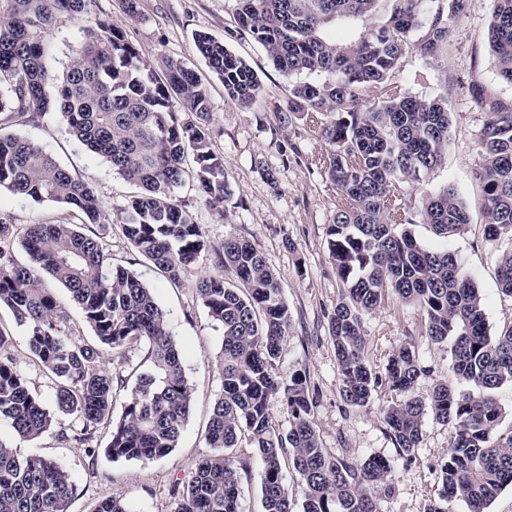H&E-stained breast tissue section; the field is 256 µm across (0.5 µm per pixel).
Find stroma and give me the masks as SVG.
<instances>
[{"instance_id":"stroma-1","label":"stroma","mask_w":512,"mask_h":512,"mask_svg":"<svg viewBox=\"0 0 512 512\" xmlns=\"http://www.w3.org/2000/svg\"><path fill=\"white\" fill-rule=\"evenodd\" d=\"M236 8V0H139V14L133 18L127 14L124 0H95L88 18L58 15L50 21V70L58 77L78 51L85 27L99 18L122 30L154 71H161L167 56L180 58L192 68L209 92L213 112L210 147L223 157L224 173L234 194L218 212L199 198L193 178L174 188V199L193 214L211 243L175 284L135 251L120 223L101 230L113 264L135 270L154 289L178 341L194 402L177 448L160 459H113L104 453L109 433L102 428L93 439L99 454L92 459L84 447L70 439L82 427L73 415L56 416L51 428L39 438L15 440L16 446L22 454L50 458L69 472L75 492L68 512H94L98 502L109 496L122 497L132 512H175L173 485L188 482L199 461L211 453L205 429L223 389L218 366L223 330L198 300L196 284L203 276L218 272L226 283H236L232 268L219 267L217 253L224 238L243 236L261 248L281 280L291 324L280 344L275 372L283 380L298 370L306 373L315 402L313 419L324 448L336 457L357 462L370 457L387 459L393 490L379 497L378 512H423L425 501L437 498L441 489L439 467L448 453L450 431L435 419L426 418L423 441L408 462L397 456L386 433L380 412L383 394H375L362 408L344 402L327 318L342 291L327 244V230L336 210V187L314 164L328 145L305 122L280 125L278 111L286 107L293 85L302 77L283 75L258 43L235 35ZM491 11V0H470L466 15L457 22L455 35L439 58L408 57L397 79L411 94L444 98L452 111L442 166L414 185L406 197L409 229L418 242L448 248L456 256L482 294L488 330L494 334L512 323V298L501 293L497 282L500 245L488 241L483 233L487 218L475 177L479 160L474 146L487 113L476 105L472 92L483 87L508 102L512 100V84L500 80L489 53ZM200 31L223 39L230 51L256 71L262 92L255 106L240 107L225 95L223 82L196 49L195 35ZM12 129L88 183L107 212H114L137 194L135 185L114 173L108 163L68 133L59 113L15 118ZM266 165L274 170V180H266L262 171ZM449 184L466 203L472 223L464 234L443 240L422 223L419 202L423 195ZM72 219L71 212L60 204L36 202L0 190L1 221L21 227ZM419 324L417 309L392 296L365 316L364 332L368 359L379 372L384 369V353L413 341L426 369L417 384L424 394L440 380L450 378V354L448 343L421 337ZM0 331L9 338L0 351L14 359L34 392L50 399L54 382L28 355V327L1 307Z\"/></svg>"}]
</instances>
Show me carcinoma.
Returning a JSON list of instances; mask_svg holds the SVG:
<instances>
[{
    "instance_id": "carcinoma-1",
    "label": "carcinoma",
    "mask_w": 512,
    "mask_h": 512,
    "mask_svg": "<svg viewBox=\"0 0 512 512\" xmlns=\"http://www.w3.org/2000/svg\"><path fill=\"white\" fill-rule=\"evenodd\" d=\"M92 0H0V188L34 201L63 204L82 225L59 222L20 228L0 221V306L28 326L33 361L53 376L48 403L34 393L13 359L0 356V419L14 434L32 440L55 415H74L83 427L75 443L92 446L95 430L112 426L105 448L118 459H154L177 447L193 394L180 349L154 290L137 273L112 266L92 226L111 223L94 190L39 145L8 131L17 115L35 116L56 107L69 132L140 193L121 208L125 236L136 251L170 279L210 247L201 225L179 205L173 189L193 176L199 197L224 208L234 191L224 159L210 148L212 108L197 73L166 57L164 78L141 61L124 33L98 20L62 78L46 68V31L59 13L81 18ZM237 36L260 44L284 75L305 73L294 85L280 122L301 120L329 145L315 165L334 183L336 212L328 249L344 292L328 314L342 396L366 407L378 391L387 434L397 454L415 455L427 416L450 429L448 455L440 466L442 490L423 512H446L459 500L469 512H485L512 484V431L494 436L502 409L493 393L512 385V324L489 333L479 288L445 248L424 246L404 228L409 223L407 188L442 162L450 111L441 98L412 95L394 81L409 54L433 58L454 34L468 0H237ZM489 48L500 79L512 83V0H492ZM343 24L349 36L331 37ZM198 52L224 83V92L244 107L257 103V73L224 42L195 37ZM178 99L189 118L173 109ZM489 117L475 141L476 176L482 183L490 241L512 235V105L488 90L475 95ZM422 222L448 238L467 230L470 215L452 185L422 197ZM21 241L28 261L9 245ZM220 264L234 269L238 284L207 275L197 295L223 328L219 359L223 390L206 432L212 453L186 485L173 487L176 512H239L240 471L256 459L262 471L264 512H295L296 497L284 482L283 455L301 478L303 512H377V497L392 491L391 465L381 457L361 463L338 459L321 447L313 422L306 374L281 384L274 374L280 342L290 322L275 270L257 244L227 237ZM62 284L81 308L98 345L72 343L57 324L60 304L46 278ZM502 294L512 298V249L497 268ZM393 293L416 305L422 335L450 342V370L473 390L448 381L425 396L416 385L425 374L414 345L384 355V375L366 355L362 318ZM143 343L149 368L139 374L113 418L126 379L112 372L125 350ZM112 355L109 360L106 355ZM283 390L288 431L273 426L269 397ZM75 487L52 459L23 455L0 439V512H68ZM95 512H132L124 500H101Z\"/></svg>"
}]
</instances>
